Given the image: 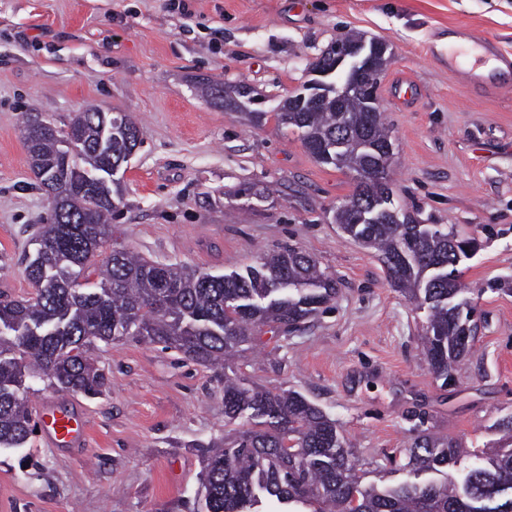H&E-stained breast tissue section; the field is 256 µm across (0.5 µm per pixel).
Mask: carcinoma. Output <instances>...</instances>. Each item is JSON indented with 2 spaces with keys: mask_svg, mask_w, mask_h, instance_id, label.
Wrapping results in <instances>:
<instances>
[{
  "mask_svg": "<svg viewBox=\"0 0 512 512\" xmlns=\"http://www.w3.org/2000/svg\"><path fill=\"white\" fill-rule=\"evenodd\" d=\"M204 92L216 104L250 98L245 86L222 82L205 84ZM294 99L284 100L276 120L300 130L318 161L356 173L377 164L368 151L338 153L328 146L343 127L354 136L365 130L371 144H384L390 135L383 113L368 122L366 104L355 92L339 104L329 98L307 110L292 106ZM23 140L51 215L36 234L38 249L26 267L34 296L0 300V447L20 448L32 432L23 399L26 369L60 391L94 397L106 377L90 361V348L126 336L223 368L224 416L246 414L257 425L209 451L202 474L205 512H260L263 497L288 505V512H512V448L476 457L455 480L448 467L460 462L464 450L453 439L422 435L404 452L403 469L413 479L364 484L353 475L355 464L336 423L317 406L295 391L241 383L232 359L257 327L292 331L336 295V283L311 255L286 247L229 275L149 261L123 248L96 262L122 202L109 169L142 143L128 114L87 108L62 128L31 113ZM367 193L368 185L357 182L336 223L376 249L390 278L428 305L425 356L429 369L446 381L474 342L469 311L449 299L462 291L454 274L466 240L406 215L403 224L387 218L356 224Z\"/></svg>",
  "mask_w": 512,
  "mask_h": 512,
  "instance_id": "carcinoma-1",
  "label": "carcinoma"
}]
</instances>
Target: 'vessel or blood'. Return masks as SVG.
Instances as JSON below:
<instances>
[{"label": "vessel or blood", "instance_id": "vessel-or-blood-1", "mask_svg": "<svg viewBox=\"0 0 512 512\" xmlns=\"http://www.w3.org/2000/svg\"><path fill=\"white\" fill-rule=\"evenodd\" d=\"M464 41L448 57V71L486 93L512 88V53L477 33L464 31ZM45 433L52 443L77 445L86 440V423L73 411L44 407Z\"/></svg>", "mask_w": 512, "mask_h": 512}]
</instances>
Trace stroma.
Returning a JSON list of instances; mask_svg holds the SVG:
<instances>
[{
  "label": "stroma",
  "mask_w": 512,
  "mask_h": 512,
  "mask_svg": "<svg viewBox=\"0 0 512 512\" xmlns=\"http://www.w3.org/2000/svg\"><path fill=\"white\" fill-rule=\"evenodd\" d=\"M0 0V299H24L47 192L22 140L26 114L67 124L83 107L126 112L142 143L119 173L109 248L224 275L284 246L314 256L336 295L290 333L262 327L241 346L245 383L301 393L336 425L363 482L408 477L422 434L469 453L502 445L512 414V90L484 94L449 74L452 30L512 51V0ZM356 31L388 45L378 96L391 129L401 211L476 241L458 265L477 336L456 380L428 367L427 308L391 282L379 253L333 220L352 174L316 161L277 124L309 65ZM258 95L227 108L199 84ZM107 383L88 398L29 375L34 431L0 447V512H201V446L252 428L224 416V376L131 338L91 351ZM87 421L82 446L52 444L43 402Z\"/></svg>",
  "instance_id": "obj_1"
}]
</instances>
